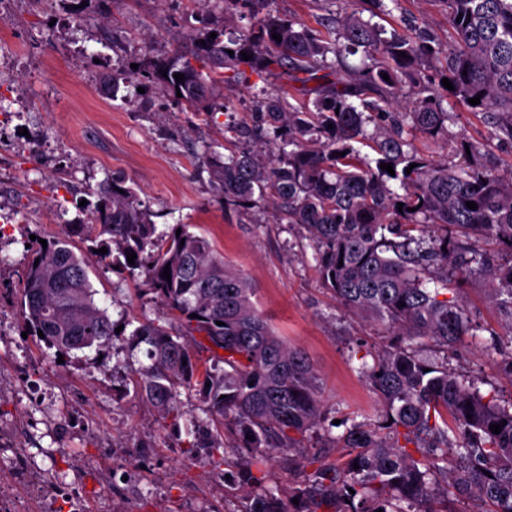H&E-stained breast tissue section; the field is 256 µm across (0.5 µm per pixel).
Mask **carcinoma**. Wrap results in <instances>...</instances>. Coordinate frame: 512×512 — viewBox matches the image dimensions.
I'll return each instance as SVG.
<instances>
[{
	"label": "carcinoma",
	"mask_w": 512,
	"mask_h": 512,
	"mask_svg": "<svg viewBox=\"0 0 512 512\" xmlns=\"http://www.w3.org/2000/svg\"><path fill=\"white\" fill-rule=\"evenodd\" d=\"M269 2L224 0L225 24L243 9L249 28L228 36L214 27L185 54L164 49L147 78L163 84L181 111L206 115L233 109V93L255 87L252 74H274L313 97L312 106L295 107L289 92L259 89L252 124L226 126L253 147L231 151L212 175L224 206L265 201L276 220L302 228L336 302L383 327L386 344L361 367L383 405L378 418L353 417L332 435L314 367L275 333L248 280L189 225L157 231L123 180L90 191V223L66 225L45 247L32 244L17 295L24 328L36 339L43 332L42 342L62 355L112 345L124 315L115 321L95 301L88 263L72 249L73 238L87 237L108 249L101 258L110 265L145 275V294L164 309L127 339L126 355L144 343L151 361L134 370L136 394L177 418L178 389L198 392L224 430L204 443L205 427L193 421L190 447L236 448L240 461L224 464L251 486L240 512H448L454 498L480 501L482 512H512V396L482 394L450 357L481 330L477 311L458 302L454 280L485 284L512 342V162L492 152L512 151V0H439L446 41L417 19L389 32L362 17L364 4L384 18L400 0H346L335 27L321 20L319 30L273 12ZM359 51L368 63L346 65ZM176 73L185 79L176 82ZM477 95L473 106L468 99ZM450 96L486 128L481 140H456L454 164L414 145L417 137L448 139L447 123L458 116L443 107ZM491 244L495 261L485 249ZM420 339L443 356H422ZM504 420L500 433L489 429ZM320 432L327 447L350 449L345 465L310 451L305 441ZM277 456L290 470L313 467L304 485L288 491V503L267 479Z\"/></svg>",
	"instance_id": "obj_1"
}]
</instances>
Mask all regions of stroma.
Segmentation results:
<instances>
[{
  "label": "stroma",
  "instance_id": "obj_1",
  "mask_svg": "<svg viewBox=\"0 0 512 512\" xmlns=\"http://www.w3.org/2000/svg\"><path fill=\"white\" fill-rule=\"evenodd\" d=\"M73 0H0V427L34 457L45 478H78L87 512H240L237 478L210 456L189 452L185 430L134 393L123 338L57 361L23 337L16 304L31 236L49 237L88 220L89 189L125 180L158 230L193 225L243 273L255 300L315 367L327 420L374 414L377 395L360 373L384 343L382 329L337 304L318 275L302 229L276 223L266 202L228 209L210 167L234 149L224 129L250 119V97L235 111L182 112L147 81L150 43L198 34L224 19L221 0H104L75 26ZM133 74L135 90L106 93L103 80ZM96 300L138 322L158 316L125 273L101 263L86 240ZM512 344L458 346L460 374H480L481 390L512 394L496 359ZM148 444L142 473L117 465L116 447Z\"/></svg>",
  "mask_w": 512,
  "mask_h": 512
}]
</instances>
